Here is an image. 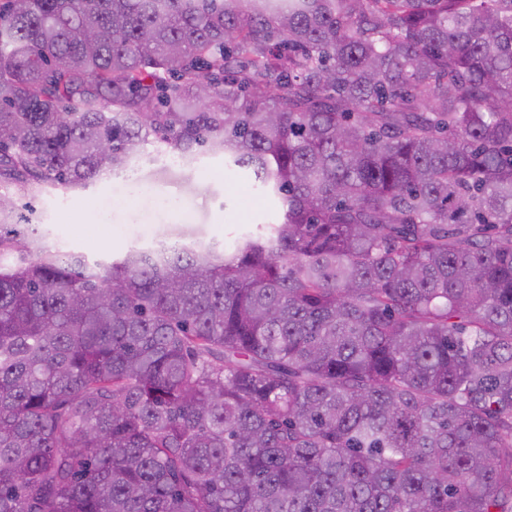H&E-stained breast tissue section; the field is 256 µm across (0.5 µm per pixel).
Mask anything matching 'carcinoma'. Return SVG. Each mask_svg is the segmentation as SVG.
I'll use <instances>...</instances> for the list:
<instances>
[{"label":"carcinoma","instance_id":"cac0c4a2","mask_svg":"<svg viewBox=\"0 0 512 512\" xmlns=\"http://www.w3.org/2000/svg\"><path fill=\"white\" fill-rule=\"evenodd\" d=\"M150 136L282 219L0 233V512H512V0H0L1 186Z\"/></svg>","mask_w":512,"mask_h":512}]
</instances>
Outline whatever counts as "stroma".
<instances>
[{
	"mask_svg": "<svg viewBox=\"0 0 512 512\" xmlns=\"http://www.w3.org/2000/svg\"><path fill=\"white\" fill-rule=\"evenodd\" d=\"M19 238L35 234L46 250L89 260L117 258L159 240L231 241L271 209L243 176L224 173V158L203 154L189 165L146 145L130 175L60 197L16 195Z\"/></svg>",
	"mask_w": 512,
	"mask_h": 512,
	"instance_id": "stroma-1",
	"label": "stroma"
}]
</instances>
